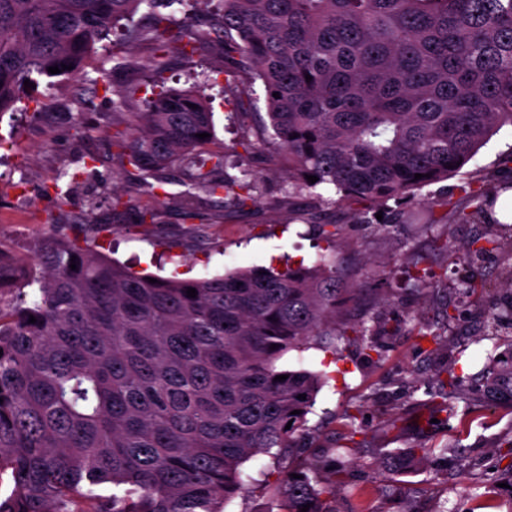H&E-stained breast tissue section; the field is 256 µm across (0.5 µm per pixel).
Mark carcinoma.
<instances>
[{"mask_svg": "<svg viewBox=\"0 0 512 512\" xmlns=\"http://www.w3.org/2000/svg\"><path fill=\"white\" fill-rule=\"evenodd\" d=\"M196 2L211 17L188 29L155 12V0H0V112L21 101L24 81L53 78L50 67L83 75L112 24L145 6L149 26L131 27L128 39L153 46L158 91L146 111L120 113L112 146L159 185L174 164L192 172L198 193L187 216H208L216 196L241 210L257 206L253 173L215 172L229 152L247 158L272 145L288 161L294 194L320 200L328 189L342 201H392L395 219L423 230L480 221L485 193L469 182L448 213L409 203L512 127V0ZM215 43L233 64L224 97L245 112L253 86L263 88L270 139L207 149L211 138H198L213 134L206 98L164 86L171 49L190 58ZM163 204L150 191L139 223H155ZM502 229L512 233V224L452 245L448 257L483 264ZM345 231L327 223L326 252L309 266L156 283L92 240L44 238L15 295L0 298V476L12 485L0 512H224L246 491L241 466L273 448L296 449L305 431L325 374L286 366L288 352L314 345L336 358L353 336L380 355V341L398 330L359 308L360 289L336 267ZM409 279L412 292L443 304L434 271L417 268ZM458 291L484 307L491 335L512 325L511 264L496 293L474 279ZM413 328L442 355L440 398L470 401L451 339L416 319ZM493 349L480 394L512 405V338ZM448 451L399 448L382 466L395 479ZM347 467L316 456L285 472L273 488L276 512H336L344 491L336 478Z\"/></svg>", "mask_w": 512, "mask_h": 512, "instance_id": "cac0c4a2", "label": "carcinoma"}]
</instances>
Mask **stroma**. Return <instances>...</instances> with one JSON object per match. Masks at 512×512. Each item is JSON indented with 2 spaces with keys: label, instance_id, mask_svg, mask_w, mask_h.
<instances>
[{
  "label": "stroma",
  "instance_id": "35a3bbf8",
  "mask_svg": "<svg viewBox=\"0 0 512 512\" xmlns=\"http://www.w3.org/2000/svg\"><path fill=\"white\" fill-rule=\"evenodd\" d=\"M119 34L112 29L110 37L95 45L85 62V80L56 77L52 87L27 89L23 109L0 114V246L10 250L16 266L28 265L37 244L57 235L95 238L105 253L138 271L164 278L213 277L236 268L310 262L320 241L319 223L345 224L348 240L336 251L338 268L360 288L373 285L366 277L367 264L393 272L390 285L395 292L382 308L384 315L402 318L411 313L438 333L454 336L464 349L457 375L470 383L477 380L491 343L481 337L484 317L456 288L471 277L497 287L501 268L512 259V240H503L482 266L472 267L449 261L440 241L465 242L479 233V226L453 224L417 237L407 226L393 223L379 232L361 230L354 218H375L376 205H324L305 195L285 198L287 167L272 150L244 161L243 167L262 181L257 208L226 211L213 224L186 218L182 201L188 177L175 169L157 223H136L133 208L144 196L132 168L112 147V114L117 90L127 85H139L141 97L150 96L154 53L150 44L133 42L123 58H113L112 43ZM167 67V87L192 88L206 96L214 110L217 142L229 145L244 136L256 138L266 120L264 92H255V113H235L224 100L225 65L215 48L201 49L190 59L171 52ZM509 155L512 128L506 126L459 174L422 189V201L440 214L443 201L463 182L498 190L496 176ZM82 168L90 172L89 184L120 195L129 201L130 210L113 209L108 198L90 206L82 188L59 197L54 184L60 171ZM312 208L319 216L315 224L308 220ZM419 260L433 268L443 296L457 306L453 324H446L430 303L405 292ZM342 348L339 361L313 347L289 352L286 358L288 364L330 375L307 416L304 455L335 450L349 460L343 479L350 491L337 497L336 512H512V496L498 485L507 466L498 447L512 437V407L478 398L442 407L433 395L439 384L438 357L421 345L409 326L386 339L378 356L354 341ZM351 414L357 417L355 435L347 425ZM418 443L451 446L456 453L444 471L417 470L388 483L376 464L378 455ZM300 458L261 454L245 462L242 469L253 485L233 499L226 512H267L268 486Z\"/></svg>",
  "mask_w": 512,
  "mask_h": 512
}]
</instances>
